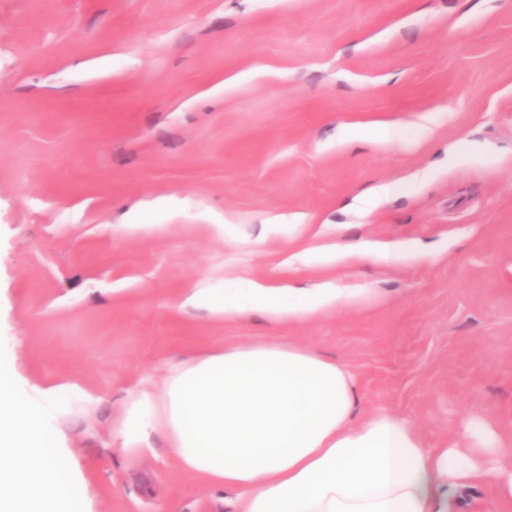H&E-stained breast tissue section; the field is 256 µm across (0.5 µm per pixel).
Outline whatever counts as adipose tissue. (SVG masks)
Segmentation results:
<instances>
[{
    "mask_svg": "<svg viewBox=\"0 0 512 512\" xmlns=\"http://www.w3.org/2000/svg\"><path fill=\"white\" fill-rule=\"evenodd\" d=\"M369 294L248 281L183 303L227 321L259 312L295 323ZM150 430L182 470L234 492V512H456L457 495L482 484L512 501V443L481 411L449 446H430L409 418L362 412L352 370L301 345L241 344L173 364L161 391L128 399L116 432L134 448ZM58 457L39 412L0 373V512H74Z\"/></svg>",
    "mask_w": 512,
    "mask_h": 512,
    "instance_id": "adipose-tissue-1",
    "label": "adipose tissue"
}]
</instances>
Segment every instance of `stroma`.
<instances>
[{"label":"stroma","mask_w":512,"mask_h":512,"mask_svg":"<svg viewBox=\"0 0 512 512\" xmlns=\"http://www.w3.org/2000/svg\"><path fill=\"white\" fill-rule=\"evenodd\" d=\"M341 243L368 255L285 264ZM247 280L370 294L289 325L179 305ZM270 341L430 445L474 407L512 437V0H0V370L81 512H229L163 433L113 430L179 360Z\"/></svg>","instance_id":"1"}]
</instances>
